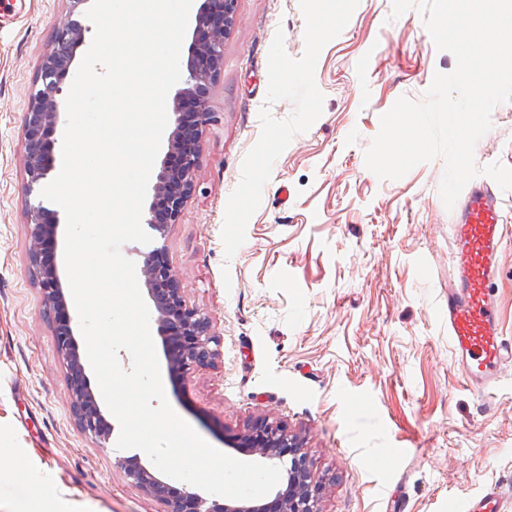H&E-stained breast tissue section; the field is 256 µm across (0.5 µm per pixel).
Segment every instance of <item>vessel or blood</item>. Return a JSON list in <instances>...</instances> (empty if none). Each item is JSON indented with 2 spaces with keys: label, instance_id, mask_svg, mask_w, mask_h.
Returning a JSON list of instances; mask_svg holds the SVG:
<instances>
[{
  "label": "vessel or blood",
  "instance_id": "obj_1",
  "mask_svg": "<svg viewBox=\"0 0 512 512\" xmlns=\"http://www.w3.org/2000/svg\"><path fill=\"white\" fill-rule=\"evenodd\" d=\"M498 185L475 181L453 206L454 277L448 284V347L469 387L493 403L503 374L512 362V341L499 328L493 283L506 223L500 210ZM500 491L490 486L478 495L449 499L448 512H500Z\"/></svg>",
  "mask_w": 512,
  "mask_h": 512
}]
</instances>
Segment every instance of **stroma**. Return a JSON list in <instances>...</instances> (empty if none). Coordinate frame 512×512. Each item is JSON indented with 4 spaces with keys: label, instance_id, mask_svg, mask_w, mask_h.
Instances as JSON below:
<instances>
[{
    "label": "stroma",
    "instance_id": "stroma-1",
    "mask_svg": "<svg viewBox=\"0 0 512 512\" xmlns=\"http://www.w3.org/2000/svg\"><path fill=\"white\" fill-rule=\"evenodd\" d=\"M68 0H0V512H166L127 479L123 450L76 424L39 279L29 263L22 118ZM299 0H237L200 141L196 187L176 224L152 233L188 305L220 340L213 366L182 378L159 354L168 402L215 448L258 416L304 438L323 483L322 512H448V498L512 486V375L492 408L448 351L453 215L443 158L397 180L365 166L380 117L421 102L455 56L423 17L359 0L322 49L323 113L276 160L246 241L225 258L221 231L241 163L261 134L276 31L304 52ZM477 142V167H512V102ZM230 272L231 285L222 274ZM403 449L383 467L386 449Z\"/></svg>",
    "mask_w": 512,
    "mask_h": 512
}]
</instances>
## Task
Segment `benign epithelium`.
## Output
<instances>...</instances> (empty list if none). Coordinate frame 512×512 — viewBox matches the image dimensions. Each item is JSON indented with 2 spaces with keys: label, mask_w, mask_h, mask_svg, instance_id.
<instances>
[{
  "label": "benign epithelium",
  "mask_w": 512,
  "mask_h": 512,
  "mask_svg": "<svg viewBox=\"0 0 512 512\" xmlns=\"http://www.w3.org/2000/svg\"><path fill=\"white\" fill-rule=\"evenodd\" d=\"M237 0H204L197 17L196 33L205 38L195 43L199 60L187 66L179 91V101L193 103L192 123H187L182 109H174V129L169 138L168 153L179 156V164L171 167L163 162L153 185L152 200L146 223L156 232L165 234L176 223L187 199L194 191L199 168V138L203 128L213 121L209 109L210 89L219 75L224 59V38L230 28ZM87 28L71 19L59 26L45 53L38 79L24 113L25 154L23 164L28 175V189L34 191L54 170L53 159L43 149L44 132L56 127L61 111L63 83L85 44ZM47 209L42 201L29 205L27 228L30 240L29 257L32 268L38 270L44 302L50 308L66 306L63 274L58 265H44L42 244L57 241L59 225L46 223ZM141 277L154 306L159 332L166 339L179 341V350L170 357L172 371L186 377L196 369L214 365L219 358L218 340L211 331L207 314L186 303L177 275L163 249L145 256ZM67 317L64 326L56 327L55 340L65 364L71 386L72 411L78 426L86 433L106 442L111 426L104 419L99 402L86 373V360L80 351ZM240 453L257 456L270 464L288 463L283 480L285 488L271 492L270 500L254 503L234 500L219 504L208 502L193 488L175 487L144 466L140 458L121 460L119 464L127 478L167 506V512H322V485L315 478L313 463L303 439L288 430L280 421L261 418L254 421L235 445Z\"/></svg>",
  "instance_id": "1"
}]
</instances>
